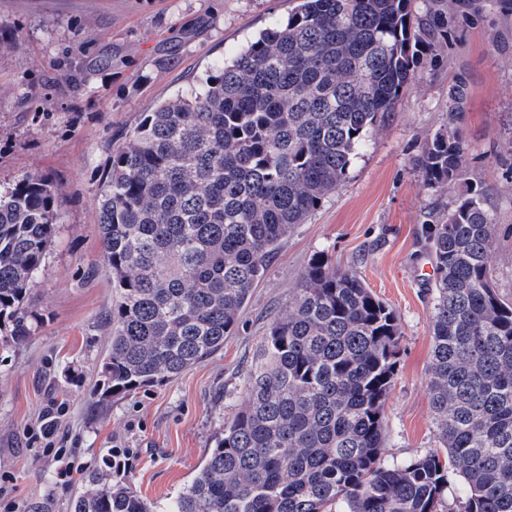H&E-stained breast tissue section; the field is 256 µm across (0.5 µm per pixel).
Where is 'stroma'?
I'll return each instance as SVG.
<instances>
[{
  "label": "stroma",
  "mask_w": 512,
  "mask_h": 512,
  "mask_svg": "<svg viewBox=\"0 0 512 512\" xmlns=\"http://www.w3.org/2000/svg\"><path fill=\"white\" fill-rule=\"evenodd\" d=\"M290 0H0V184L27 174L58 184L57 232L33 305L36 336L0 354V512H28L53 496L68 512L84 471L127 449L125 478L162 504L190 484L225 421L270 322L288 304L311 257L355 271L393 307L402 338L385 405L384 456L408 460L437 446L428 396L431 257L420 228L466 187L483 191L497 224L489 258L499 295L512 300V12L452 23L448 44L421 55L395 112L370 132L342 186L296 225L253 288L235 333L181 376L91 404L108 347L112 282L102 265L100 186L112 155L155 104L286 19ZM468 96L455 127L464 175L428 184L418 168L427 137L448 122V87ZM66 398L55 457L36 441L49 399ZM83 472L66 481V464Z\"/></svg>",
  "instance_id": "1"
}]
</instances>
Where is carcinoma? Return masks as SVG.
Wrapping results in <instances>:
<instances>
[{
	"label": "carcinoma",
	"mask_w": 512,
	"mask_h": 512,
	"mask_svg": "<svg viewBox=\"0 0 512 512\" xmlns=\"http://www.w3.org/2000/svg\"><path fill=\"white\" fill-rule=\"evenodd\" d=\"M298 0L199 87L130 131L98 198L112 279L110 342L94 404L172 379L224 349L252 288L297 224L342 185L367 135L395 110L418 54L483 0ZM425 142L429 184L463 176L451 126ZM57 187L26 175L0 189V349L36 335L31 297L56 235ZM497 224L469 188L422 238L434 260L428 388L439 448L388 462L385 403L402 336L397 312L319 253L269 324L237 412L192 482L162 512H512V304L489 278ZM110 464L70 512H152Z\"/></svg>",
	"instance_id": "obj_1"
}]
</instances>
